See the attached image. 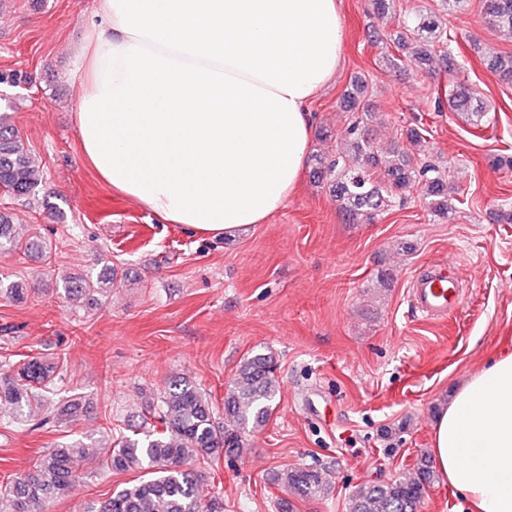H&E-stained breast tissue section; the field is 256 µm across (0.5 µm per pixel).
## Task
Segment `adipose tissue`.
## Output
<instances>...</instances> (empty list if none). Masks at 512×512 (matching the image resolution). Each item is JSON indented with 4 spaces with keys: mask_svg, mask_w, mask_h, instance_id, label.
<instances>
[{
    "mask_svg": "<svg viewBox=\"0 0 512 512\" xmlns=\"http://www.w3.org/2000/svg\"><path fill=\"white\" fill-rule=\"evenodd\" d=\"M72 72L83 154L112 189L211 238L300 186L308 106L333 78L338 0H99ZM432 459L471 512H512V349L452 393Z\"/></svg>",
    "mask_w": 512,
    "mask_h": 512,
    "instance_id": "1",
    "label": "adipose tissue"
}]
</instances>
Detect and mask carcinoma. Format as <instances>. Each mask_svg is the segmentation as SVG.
<instances>
[{"label": "carcinoma", "mask_w": 512, "mask_h": 512, "mask_svg": "<svg viewBox=\"0 0 512 512\" xmlns=\"http://www.w3.org/2000/svg\"><path fill=\"white\" fill-rule=\"evenodd\" d=\"M488 24L512 33V0H483ZM448 41L447 24L433 11L418 12L398 21L392 39L399 50H408L423 70ZM490 69L512 83V53L495 55ZM365 84L352 81L341 101L351 119L336 138V150L314 156L312 178L327 187L348 224H370L379 212L393 206L415 185L423 186V203L442 218L456 212L455 188L439 168L414 164L426 139L419 127H408L403 143L381 150L365 119L372 108L365 101ZM462 82L448 87V96L438 106L448 111L481 117L487 109ZM36 159L22 147L18 131L6 113L0 114V188L19 197L31 196L42 184ZM41 248L34 239L15 234L11 217L0 212V251L19 252ZM114 270L106 266L99 275L64 278L70 301L90 300L112 286ZM276 360L270 353L244 357L224 392V416H218L209 394L185 376H175L152 398L141 422L112 441L107 454L82 440L56 446L41 454L33 467L14 474L0 494L9 498L13 512H45L46 504L75 494L81 483L98 470L115 473L140 471V480L116 491L94 512H224L210 495L205 477L196 467L221 455L242 457L251 448V434L266 427L276 407L279 383ZM58 364L34 358L19 365L0 363V405L13 410V419L37 421L41 426L54 419L68 422L75 404L58 400L48 403L57 380ZM271 484L300 499H318L332 492L325 469L296 466L276 471ZM436 481L431 458L423 456L412 471L390 480H371L352 494L349 512H417L427 489Z\"/></svg>", "instance_id": "carcinoma-1"}]
</instances>
